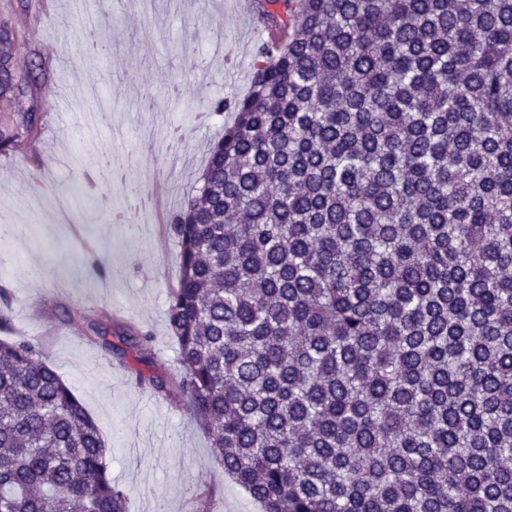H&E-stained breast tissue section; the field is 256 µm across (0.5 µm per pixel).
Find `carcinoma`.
Listing matches in <instances>:
<instances>
[{
	"label": "carcinoma",
	"mask_w": 512,
	"mask_h": 512,
	"mask_svg": "<svg viewBox=\"0 0 512 512\" xmlns=\"http://www.w3.org/2000/svg\"><path fill=\"white\" fill-rule=\"evenodd\" d=\"M258 2L288 39L169 227L179 397L262 512H512V0ZM41 356L0 340V512H128Z\"/></svg>",
	"instance_id": "1"
}]
</instances>
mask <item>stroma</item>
<instances>
[{
  "mask_svg": "<svg viewBox=\"0 0 512 512\" xmlns=\"http://www.w3.org/2000/svg\"><path fill=\"white\" fill-rule=\"evenodd\" d=\"M102 0H0V28L12 40L10 68L28 76L23 95L0 101V129L21 113L54 111L51 126L19 138L0 167V287L9 292L14 323L39 339L43 356L76 390L112 450V479L129 491V512H261L210 459V438L185 404L137 385L133 357L91 342L97 312L113 326L153 336V368L180 371L167 323L170 288L180 277L178 246L159 224H113L109 208L154 192L176 212L201 185L207 149L234 113L198 129L209 99L242 96L251 85L257 37L238 0H153L151 12L125 6L102 17ZM112 40L111 64L94 63L85 45L88 19ZM239 62L235 74L202 64L215 30ZM152 85L153 112L134 111L142 85ZM139 155L125 183L92 190L82 174L120 150ZM112 265L110 283L91 279L86 250ZM206 496L199 497L195 488Z\"/></svg>",
  "mask_w": 512,
  "mask_h": 512,
  "instance_id": "35a3bbf8",
  "label": "stroma"
}]
</instances>
